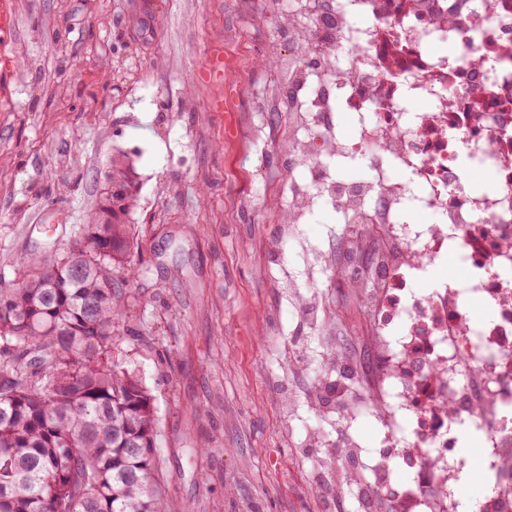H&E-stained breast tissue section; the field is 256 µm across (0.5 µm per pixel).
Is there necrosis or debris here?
Here are the masks:
<instances>
[{
  "label": "necrosis or debris",
  "instance_id": "necrosis-or-debris-1",
  "mask_svg": "<svg viewBox=\"0 0 512 512\" xmlns=\"http://www.w3.org/2000/svg\"><path fill=\"white\" fill-rule=\"evenodd\" d=\"M328 4L335 34L288 44L297 63L279 109L288 168L302 175L276 221L291 236L331 206L383 273L368 297L380 367L341 406L347 420H377L381 439L346 440L343 455L362 463L351 480L390 512H461L462 473L474 469L488 488L478 512H512V0ZM316 50L328 68L308 65ZM354 156L368 174L338 178L337 159ZM478 172L489 188H472ZM410 209L420 222L404 221ZM450 261L451 279L422 293ZM280 272L297 323L324 334V297ZM466 428L477 456L460 450Z\"/></svg>",
  "mask_w": 512,
  "mask_h": 512
}]
</instances>
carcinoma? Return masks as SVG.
I'll return each instance as SVG.
<instances>
[{
  "label": "carcinoma",
  "instance_id": "obj_1",
  "mask_svg": "<svg viewBox=\"0 0 512 512\" xmlns=\"http://www.w3.org/2000/svg\"><path fill=\"white\" fill-rule=\"evenodd\" d=\"M132 170L112 157L88 247L42 271L21 258L18 286L0 289V512H165L154 399L113 354L112 275H136Z\"/></svg>",
  "mask_w": 512,
  "mask_h": 512
}]
</instances>
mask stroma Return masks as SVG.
Listing matches in <instances>:
<instances>
[{
    "mask_svg": "<svg viewBox=\"0 0 512 512\" xmlns=\"http://www.w3.org/2000/svg\"><path fill=\"white\" fill-rule=\"evenodd\" d=\"M12 21L0 41V288L15 264L41 262L81 240L113 155L138 176L130 253L134 280L115 276L122 305L114 353L154 397L157 471L171 512H357L355 489L323 494L313 479L323 445L345 433L374 444L375 422H347L313 405L317 382L364 381L377 354L359 317L361 271L351 228L315 208L300 234L336 255L334 270L302 292L330 295L327 335H302L277 288L267 246L303 269L306 255L281 242L276 214L288 200L289 131L274 99L288 49L285 0H4ZM224 78H207L213 51ZM234 90L239 131L224 135L211 105ZM299 343L312 370L287 379L284 343ZM295 400L289 428L280 407Z\"/></svg>",
    "mask_w": 512,
    "mask_h": 512,
    "instance_id": "obj_1",
    "label": "stroma"
}]
</instances>
